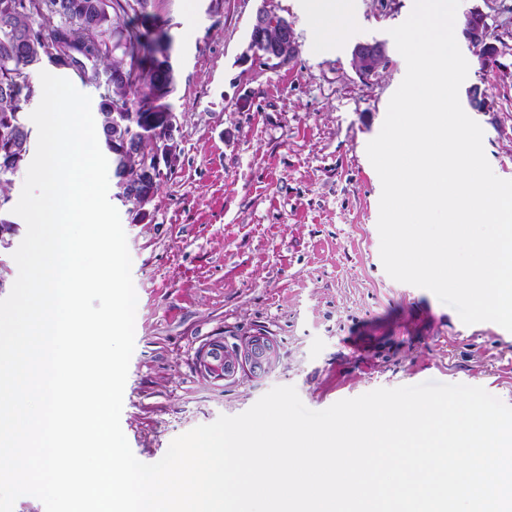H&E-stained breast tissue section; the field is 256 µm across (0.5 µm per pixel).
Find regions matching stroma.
I'll use <instances>...</instances> for the list:
<instances>
[{"label": "stroma", "mask_w": 512, "mask_h": 512, "mask_svg": "<svg viewBox=\"0 0 512 512\" xmlns=\"http://www.w3.org/2000/svg\"><path fill=\"white\" fill-rule=\"evenodd\" d=\"M325 3L150 0L173 40L183 118L175 176L150 220L123 226L138 302L121 427L142 462L277 386H294L314 411L426 381L480 386L512 406V332L464 324L431 291L393 280L380 258L382 185L366 146L406 73L389 31L414 0H341L350 22L329 46L316 38ZM475 7L500 65L481 69L462 43L459 99L494 173L512 180V0H461L458 10ZM261 8L292 24L293 63L254 59ZM366 41L385 43L389 63L364 78L352 49ZM476 87L486 110L468 106ZM258 333L276 347L267 373L204 369L202 347Z\"/></svg>", "instance_id": "1"}]
</instances>
